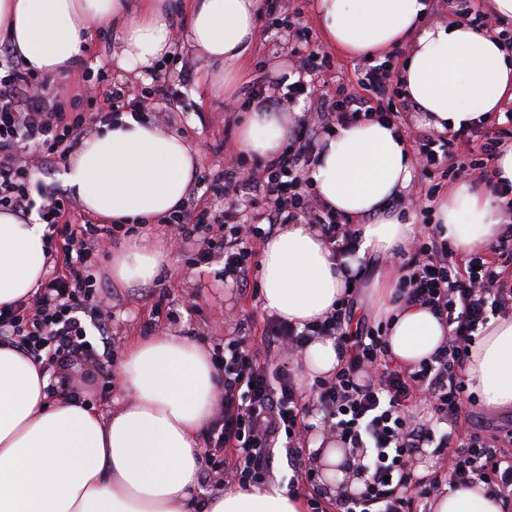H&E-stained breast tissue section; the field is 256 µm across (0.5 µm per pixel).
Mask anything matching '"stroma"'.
<instances>
[{"label": "stroma", "mask_w": 512, "mask_h": 512, "mask_svg": "<svg viewBox=\"0 0 512 512\" xmlns=\"http://www.w3.org/2000/svg\"><path fill=\"white\" fill-rule=\"evenodd\" d=\"M287 34L284 28L275 34L260 31L242 64L241 79L228 93L210 91L205 82L206 64L189 54L176 53L162 65L161 83L180 94L167 127L197 149L200 174H208L212 164L225 153H237V122L244 114L242 103L247 86L259 68H266L273 77L282 73L288 59L274 55L273 49ZM112 41L111 33L92 32L76 66L66 77L67 83L75 84L83 70L105 63L109 66L105 75L109 83L130 86V78L110 66ZM237 155L242 168H251V156ZM137 240L142 246H161L167 252V264L153 282L135 288H120L113 283L112 252L122 246L119 238L109 243L97 264L101 284L113 307L110 334L116 351H123L127 336L140 333L159 302L168 309L161 317L166 330L208 348L228 338H242L252 349H262L261 299L237 290L231 280L225 279L221 262L202 267L189 265L161 224L150 225ZM108 368L101 351L75 355L67 362L68 384L89 406L106 408L113 399L124 395L118 382L108 380ZM274 478L283 485L293 484L303 497L319 498L326 512H336L337 498L328 494L322 478L311 483L294 480L282 448L276 451Z\"/></svg>", "instance_id": "obj_1"}]
</instances>
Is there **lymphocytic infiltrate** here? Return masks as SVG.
Masks as SVG:
<instances>
[{
	"instance_id": "f902f5d3",
	"label": "lymphocytic infiltrate",
	"mask_w": 512,
	"mask_h": 512,
	"mask_svg": "<svg viewBox=\"0 0 512 512\" xmlns=\"http://www.w3.org/2000/svg\"><path fill=\"white\" fill-rule=\"evenodd\" d=\"M288 73L271 80L258 72L250 81L245 106L276 108L305 101L309 110L297 119L288 143L249 172L228 164L208 176L207 189L224 202L184 207L167 224L192 249V264L224 263V275L240 290L251 288L249 259L258 245L282 224H313L333 254L353 257L358 236L349 220L328 208L313 188L308 172L317 160L324 135L363 120H382L416 152L421 179L412 197H399V210L428 216L436 194L450 178L474 177L501 203L503 222L487 252L459 255L432 230H424L411 255L401 262L397 299L428 306L448 326L444 345L414 366L389 355L382 328L356 316L358 293L338 299L333 312L298 327L277 314L263 315L264 354L233 339L213 348L212 363L221 373L220 404L206 432V479L231 480L239 486L264 484L273 474L275 450L285 446L295 475L312 478L302 449L310 404L290 371L278 363L280 352L298 357L309 341L333 339L341 366L318 381L314 405L330 421L344 445L365 449L347 457L346 473L362 480L358 498L341 502L338 512H414L415 504L452 484L483 482L488 496L512 505V432L490 438L461 430L465 411L462 370L469 347L490 316L512 311V279L493 268L491 255L512 253V185L495 181L487 163L500 143L512 139V113L504 121L478 122L441 133L411 130L400 120L410 104L395 80V60L365 64L358 74L363 94L337 89L335 98H315V81L330 68V55L313 39L309 26L297 25L281 48ZM90 78L63 91L46 77L35 79L21 68L9 41H0V210L26 215L31 207L34 166L25 148H38L43 163L63 158L75 147L86 122L111 124L121 115L153 123L161 113L151 101L175 100L168 86L135 95L121 88L93 96ZM40 217L49 236H60L63 271L47 274L33 301L0 308V341L23 354L45 359L61 369L64 357L83 352L88 329L105 334L109 317L95 303L102 290L95 272L104 239L122 232L119 224L75 223L65 195L43 193ZM429 403L423 420L411 407ZM435 448L443 476L412 481L405 464L416 449Z\"/></svg>"
}]
</instances>
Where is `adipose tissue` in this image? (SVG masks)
Segmentation results:
<instances>
[{
  "label": "adipose tissue",
  "instance_id": "ef3b65f1",
  "mask_svg": "<svg viewBox=\"0 0 512 512\" xmlns=\"http://www.w3.org/2000/svg\"><path fill=\"white\" fill-rule=\"evenodd\" d=\"M262 0H188L185 44L209 65L208 80L232 88L236 65L257 35ZM166 0H0V33L24 66L60 75L77 62L92 26L115 32L119 70L149 80L174 52ZM425 0H318L327 41L345 54L383 57L404 41L413 52L400 84L416 122L459 129L499 111L512 95V58L502 43L457 21L423 27ZM288 118L254 110L239 125L241 151L280 152ZM198 154L182 137L130 115L90 132L60 174L82 207L106 221L159 222L184 205L196 183ZM310 180L329 206L356 225L360 255L388 256L419 232L415 217L392 206L412 182L413 163L391 127L364 120L337 128ZM434 219L461 254L492 242L501 225L497 200L470 181L435 203ZM160 253L133 244L112 255L124 287L146 285ZM51 267L38 214L0 210V307L34 296ZM402 279L382 267L370 285V310L389 319V353L415 365L448 334L429 309L396 304ZM265 310L296 324L332 310L345 292V270L318 229L285 224L262 247ZM471 391L489 408L512 406V314L490 319L465 366ZM126 397L100 413L55 384L41 361L0 343V512H304V499L272 483L224 489L198 502L199 434L218 402V375L206 348L167 333L129 339L118 374ZM308 450L334 495L362 489L348 479L336 437L320 428ZM430 512H504L484 484L442 485Z\"/></svg>",
  "mask_w": 512,
  "mask_h": 512
}]
</instances>
